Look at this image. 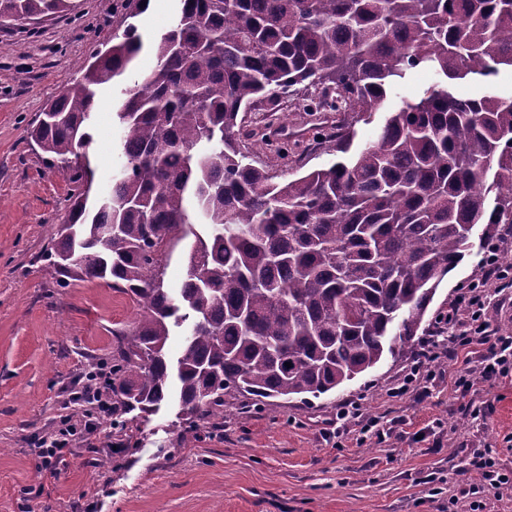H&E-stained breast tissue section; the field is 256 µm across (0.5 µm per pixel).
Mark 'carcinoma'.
Here are the masks:
<instances>
[{"instance_id":"1","label":"carcinoma","mask_w":512,"mask_h":512,"mask_svg":"<svg viewBox=\"0 0 512 512\" xmlns=\"http://www.w3.org/2000/svg\"><path fill=\"white\" fill-rule=\"evenodd\" d=\"M157 64L116 116L126 165L95 206L76 163L96 87L143 49L129 23L30 129L66 172L72 206L45 260L57 282L108 280L140 307L112 352V428L177 397L188 428L224 396L319 398L414 341L440 282L512 219V95L459 99L448 81L512 68V0H180ZM71 0H0V21L69 12ZM439 81L388 112L348 162L274 183L240 148V113L314 88L376 112L407 71ZM346 151L350 132L318 145ZM194 224L208 226L203 236ZM194 236L175 299L172 250ZM190 321L171 359V324ZM291 363V367L284 363Z\"/></svg>"}]
</instances>
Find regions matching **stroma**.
I'll return each mask as SVG.
<instances>
[{
    "mask_svg": "<svg viewBox=\"0 0 512 512\" xmlns=\"http://www.w3.org/2000/svg\"><path fill=\"white\" fill-rule=\"evenodd\" d=\"M76 2L69 14L0 27V512H446L452 495L466 512L474 478L458 466L461 449L492 451L512 469V381H479L467 392L453 386L458 370L482 361L480 349L438 359L425 396L395 392L414 361L408 351L309 403L271 398L257 411L246 398L225 396L223 417L192 438L170 405L119 437L107 423L98 451L67 456L50 493L34 496L41 481L32 452L37 438L75 411L71 394L87 365L114 350L117 331L139 313L131 296L107 281L59 287L43 258L69 213V184L28 144L27 130L76 78L77 63L128 23L122 0ZM155 64L143 51L97 91L94 192H108L125 164L115 111ZM300 120L317 129L346 123L355 153L375 139L385 115L300 113L289 98L272 111L263 105L246 112L243 150L275 182L342 158L331 147L308 152L269 139L271 127ZM476 262L466 258L441 283L419 338L477 279ZM484 401L492 412L473 418L472 408ZM349 402L360 420L337 425ZM364 418L378 419L379 434H361ZM106 455L108 471L99 465ZM434 477L443 479L444 494H433Z\"/></svg>",
    "mask_w": 512,
    "mask_h": 512,
    "instance_id": "stroma-1",
    "label": "stroma"
}]
</instances>
